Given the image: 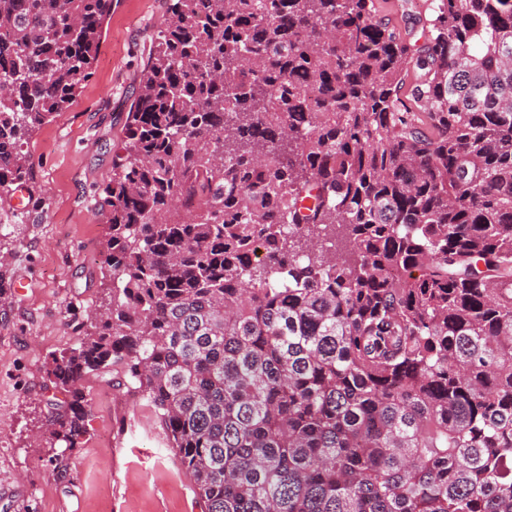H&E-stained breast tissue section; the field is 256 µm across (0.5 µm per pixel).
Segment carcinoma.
<instances>
[{"label": "carcinoma", "mask_w": 512, "mask_h": 512, "mask_svg": "<svg viewBox=\"0 0 512 512\" xmlns=\"http://www.w3.org/2000/svg\"><path fill=\"white\" fill-rule=\"evenodd\" d=\"M172 0L103 189L110 287L50 356L58 472L97 377L202 512H512V0ZM112 0H0V188ZM380 1V4L382 6V14L387 15L388 18H390L393 22V24L402 30H406L407 33H410V36L415 39H419V43H422L425 39L424 31L422 28V25L419 23H414V20L412 18H408L405 16V13L403 12L402 7L400 4H402L401 0H377ZM388 2H392V4H389Z\"/></svg>", "instance_id": "cac0c4a2"}]
</instances>
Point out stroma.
<instances>
[{"mask_svg":"<svg viewBox=\"0 0 512 512\" xmlns=\"http://www.w3.org/2000/svg\"><path fill=\"white\" fill-rule=\"evenodd\" d=\"M168 0H112L94 77L30 140V208L0 230V267L23 292L0 302V512H201L152 409L97 378L87 433L56 477L45 434V365L107 299L98 200Z\"/></svg>","mask_w":512,"mask_h":512,"instance_id":"1","label":"stroma"}]
</instances>
